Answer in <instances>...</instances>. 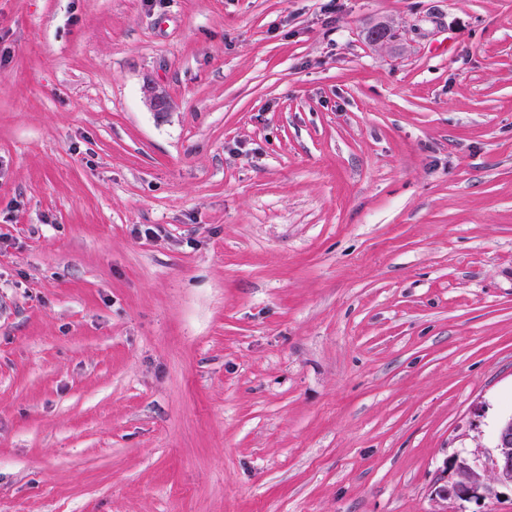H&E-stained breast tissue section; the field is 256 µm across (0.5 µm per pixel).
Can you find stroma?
I'll return each instance as SVG.
<instances>
[{
  "label": "stroma",
  "instance_id": "1",
  "mask_svg": "<svg viewBox=\"0 0 512 512\" xmlns=\"http://www.w3.org/2000/svg\"><path fill=\"white\" fill-rule=\"evenodd\" d=\"M510 411L512 0H0V512H512ZM481 472L489 474L499 485L512 486V413L500 422L496 430L494 452L480 464L465 459L459 461L458 480L442 491L443 496L464 500L488 492Z\"/></svg>",
  "mask_w": 512,
  "mask_h": 512
}]
</instances>
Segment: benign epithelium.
<instances>
[{"label":"benign epithelium","instance_id":"obj_1","mask_svg":"<svg viewBox=\"0 0 512 512\" xmlns=\"http://www.w3.org/2000/svg\"><path fill=\"white\" fill-rule=\"evenodd\" d=\"M150 107L155 112H166L170 103L167 96L150 87L146 90ZM458 480L443 491V496L454 499H469L489 488L482 474L486 473L499 485L512 486V414L506 416L495 433L494 452L484 462L470 463L463 459L457 463Z\"/></svg>","mask_w":512,"mask_h":512}]
</instances>
